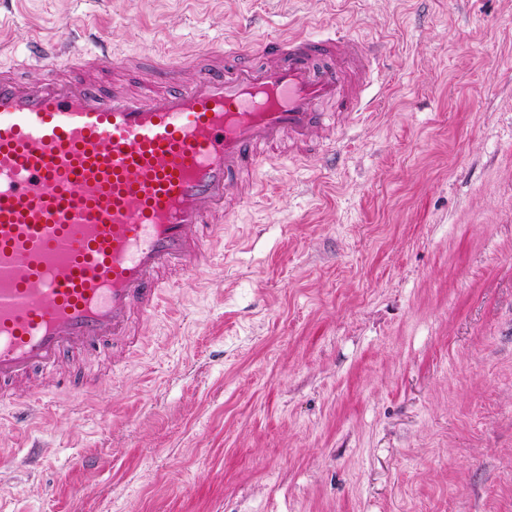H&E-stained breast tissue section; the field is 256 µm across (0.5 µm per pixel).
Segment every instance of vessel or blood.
<instances>
[{
  "label": "vessel or blood",
  "instance_id": "vessel-or-blood-1",
  "mask_svg": "<svg viewBox=\"0 0 512 512\" xmlns=\"http://www.w3.org/2000/svg\"><path fill=\"white\" fill-rule=\"evenodd\" d=\"M0 15V401L17 420L78 385L62 355L120 358L180 279L198 276L229 201L247 203L288 138L356 114L375 58L359 40L246 38L147 58L154 89L105 83L137 59L86 22L11 60Z\"/></svg>",
  "mask_w": 512,
  "mask_h": 512
}]
</instances>
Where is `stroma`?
<instances>
[{"label":"stroma","mask_w":512,"mask_h":512,"mask_svg":"<svg viewBox=\"0 0 512 512\" xmlns=\"http://www.w3.org/2000/svg\"><path fill=\"white\" fill-rule=\"evenodd\" d=\"M339 31L376 109L224 214L201 277L31 432L0 512H512V0H18L113 48Z\"/></svg>","instance_id":"stroma-1"}]
</instances>
